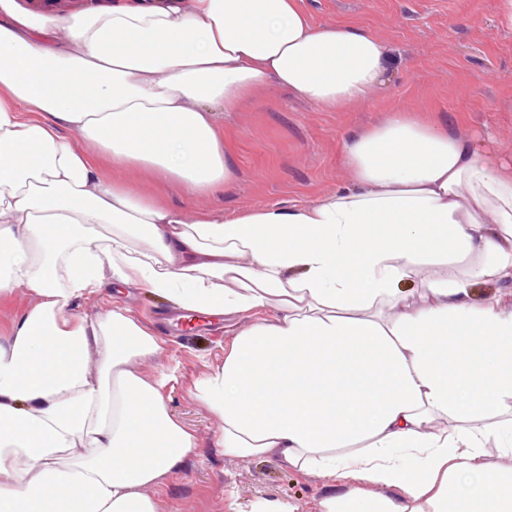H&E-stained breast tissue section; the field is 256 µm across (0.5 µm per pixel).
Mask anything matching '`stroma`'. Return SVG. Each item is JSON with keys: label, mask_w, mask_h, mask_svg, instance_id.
Listing matches in <instances>:
<instances>
[{"label": "stroma", "mask_w": 512, "mask_h": 512, "mask_svg": "<svg viewBox=\"0 0 512 512\" xmlns=\"http://www.w3.org/2000/svg\"><path fill=\"white\" fill-rule=\"evenodd\" d=\"M500 0H306L319 24L348 22L380 34L395 59L383 87L343 112H324L295 91L268 83L224 115V136L232 141L238 188L228 195L190 199L160 187L143 170L128 178L146 194L191 211L252 206L291 207L317 200L350 184L343 142L405 107L450 122L464 138L489 137L494 156L512 161V25L503 22ZM120 302L162 340L154 355L133 362L146 377L167 376L163 394L171 415L193 434L195 455L185 458L146 493L157 512H250L266 498L285 512H319L332 491H344L324 472L303 473L277 459L229 458L216 446L223 422L193 395L194 382L224 361L231 332L223 318L178 324L175 304L147 289H116L105 283L81 306V313H105Z\"/></svg>", "instance_id": "1"}]
</instances>
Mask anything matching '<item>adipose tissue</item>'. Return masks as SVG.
Listing matches in <instances>:
<instances>
[{
	"instance_id": "obj_1",
	"label": "adipose tissue",
	"mask_w": 512,
	"mask_h": 512,
	"mask_svg": "<svg viewBox=\"0 0 512 512\" xmlns=\"http://www.w3.org/2000/svg\"><path fill=\"white\" fill-rule=\"evenodd\" d=\"M390 63L305 0H0V301L35 298L0 336V512H156L147 487L197 451L130 368L159 338L75 313L108 276L247 319L195 396L225 456L352 479L320 512H512L487 453L512 458V305L470 300L512 278V164L394 108L346 140L351 184L302 206L191 214L121 175L232 193L225 113L269 81L341 112ZM88 1H90V2L100 1V2H96L93 4L89 3L88 5L74 7L75 5H79L81 3L88 2ZM112 1L113 0H110V1H104V0H26L24 2L30 7V5L27 3V2H29L31 5H33V7L37 11H39V13L42 11H55V10H60V9L62 10L64 8L74 7L69 12H64L65 14H68V13H74V12L83 11V10H89V9H112ZM34 12H36V11H34Z\"/></svg>"
}]
</instances>
